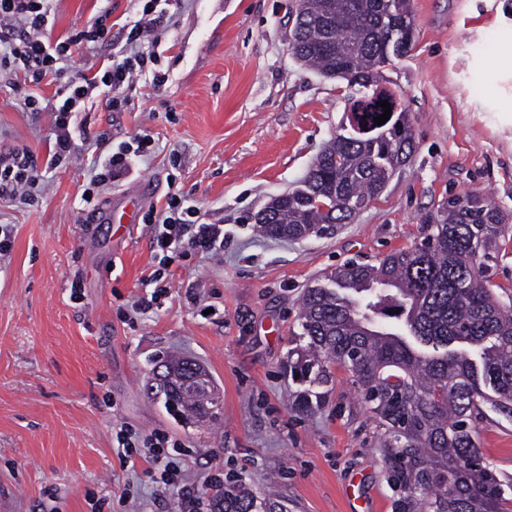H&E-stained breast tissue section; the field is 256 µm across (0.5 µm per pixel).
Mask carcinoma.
I'll return each instance as SVG.
<instances>
[{
  "instance_id": "carcinoma-1",
  "label": "carcinoma",
  "mask_w": 512,
  "mask_h": 512,
  "mask_svg": "<svg viewBox=\"0 0 512 512\" xmlns=\"http://www.w3.org/2000/svg\"><path fill=\"white\" fill-rule=\"evenodd\" d=\"M387 0H302L291 52L329 77L369 83L403 52L390 45ZM369 99L348 113V125L316 157L300 185L270 199L260 231L305 238L365 210L410 160V130L395 120L377 125ZM428 233L410 249L375 263L351 261L327 280L334 288L306 289L299 345L288 356L303 388L294 408L311 414L326 403L321 387L331 368L351 374L362 402L386 426L383 443L397 512H512L495 471L483 463L472 419L489 405L512 415V303L498 300L485 279L506 232L505 216L472 191L448 196L424 217ZM156 387L179 419H217L203 410L189 383L188 360L165 361ZM210 512H279L281 503L229 479L205 491Z\"/></svg>"
}]
</instances>
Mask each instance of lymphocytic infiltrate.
I'll list each match as a JSON object with an SVG mask.
<instances>
[{"instance_id":"obj_1","label":"lymphocytic infiltrate","mask_w":512,"mask_h":512,"mask_svg":"<svg viewBox=\"0 0 512 512\" xmlns=\"http://www.w3.org/2000/svg\"><path fill=\"white\" fill-rule=\"evenodd\" d=\"M139 2L138 14L122 26L123 48L94 71H77L67 76L62 65L71 61L80 45L100 42L110 35V11L94 16L81 30L57 36L50 24L52 0H0V26L13 33L9 40L0 39V75H23L30 85L23 97L24 106L32 112L50 111L53 131L44 163H37L26 150L0 155V198L30 205L36 202L45 171L67 165L76 156L79 145L75 120L92 93L100 94L107 110L119 112L132 105L142 75H151L154 86L164 83V74L152 72L151 67L159 58L158 48L168 28V8L173 0ZM49 76L66 79L50 101L38 91ZM154 147L155 141L149 134L130 136L93 166L85 195H93L96 188L111 183L126 169L130 157H150ZM145 225L159 267L147 278L154 286L151 297L139 298L132 308L137 315L146 314L154 302L168 295L174 277L172 266L178 259L191 254L215 258L224 252L223 225L203 222L199 208L189 204L179 190H172L161 208L147 214ZM117 442L125 462L132 464L143 459L159 471V481L165 488L183 485V469L167 450L168 436H144L126 429L120 431Z\"/></svg>"}]
</instances>
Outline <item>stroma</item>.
I'll return each instance as SVG.
<instances>
[{"instance_id": "35a3bbf8", "label": "stroma", "mask_w": 512, "mask_h": 512, "mask_svg": "<svg viewBox=\"0 0 512 512\" xmlns=\"http://www.w3.org/2000/svg\"><path fill=\"white\" fill-rule=\"evenodd\" d=\"M121 24L135 0H54V35L81 28L103 5ZM294 0H178L159 48L167 81L143 77L133 109L90 98L78 120L88 139L144 131L146 159L83 201L95 155L82 149L46 174L39 203L0 199L14 235L0 259V512H179L146 462L124 464L113 431H159L184 446L188 484L216 467L284 503L288 512H395L385 430L348 373L333 369L329 403L292 409L286 372L306 288L336 266L418 244L422 217L448 195L478 191L507 218L490 287L512 301V0H410L405 55L381 70L411 124L409 163L347 224L304 239L260 235L255 217L295 187L345 119L352 89L300 66L289 50ZM0 77V154L44 158L48 112H31ZM178 187L205 222L223 225L224 254L189 256L158 309L129 318L156 261L141 213ZM83 299L73 303L71 284ZM169 352L201 362L221 407L210 425L173 419L147 383ZM483 461L512 489V417L485 408Z\"/></svg>"}]
</instances>
